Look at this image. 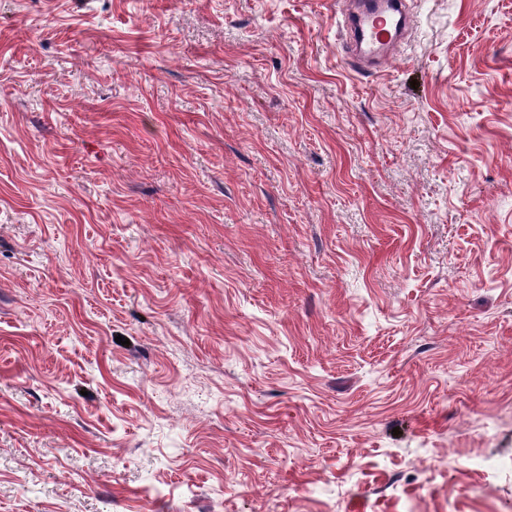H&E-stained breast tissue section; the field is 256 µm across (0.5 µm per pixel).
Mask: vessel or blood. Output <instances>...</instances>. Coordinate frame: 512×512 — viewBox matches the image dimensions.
<instances>
[{
  "mask_svg": "<svg viewBox=\"0 0 512 512\" xmlns=\"http://www.w3.org/2000/svg\"><path fill=\"white\" fill-rule=\"evenodd\" d=\"M410 26L400 0H358L342 24L344 41L354 50L351 64L358 68L367 60L374 72H382L388 55Z\"/></svg>",
  "mask_w": 512,
  "mask_h": 512,
  "instance_id": "vessel-or-blood-1",
  "label": "vessel or blood"
}]
</instances>
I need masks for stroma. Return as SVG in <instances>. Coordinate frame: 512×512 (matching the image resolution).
<instances>
[{"instance_id":"obj_1","label":"stroma","mask_w":512,"mask_h":512,"mask_svg":"<svg viewBox=\"0 0 512 512\" xmlns=\"http://www.w3.org/2000/svg\"><path fill=\"white\" fill-rule=\"evenodd\" d=\"M408 4L0 0V512H512V0ZM356 8L344 15L342 29L345 47H356L360 54L348 60L358 69L365 68L363 60L371 61L376 74L383 71L390 52L411 27V18L403 9L402 1L363 0L352 2ZM386 4L385 9L378 5Z\"/></svg>"}]
</instances>
